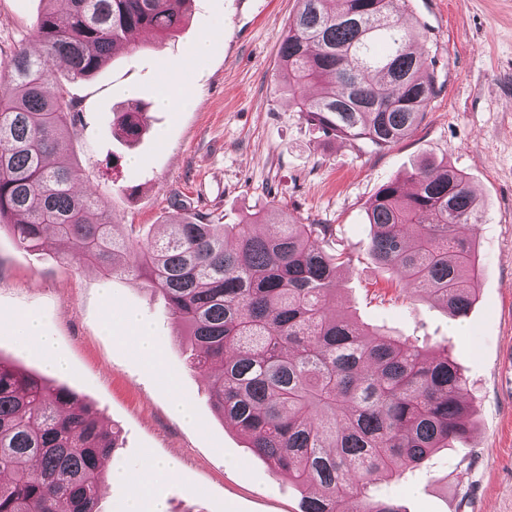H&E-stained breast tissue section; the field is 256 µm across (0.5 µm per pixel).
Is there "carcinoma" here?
<instances>
[{
    "mask_svg": "<svg viewBox=\"0 0 512 512\" xmlns=\"http://www.w3.org/2000/svg\"><path fill=\"white\" fill-rule=\"evenodd\" d=\"M37 21L33 53L17 44L0 64V223L24 248L66 257L112 278L142 279L165 298L205 375L212 406L276 475L313 488L301 512H403L369 493L469 432L467 379L448 349L428 350L329 308L348 260L330 224L290 218L260 234L261 215L221 224L197 208L161 236L116 232L88 175L56 165L79 112L56 82L97 73L134 36L174 35L193 0H67ZM278 79L323 135L375 151L420 123L436 93L432 59L395 0H296ZM325 83V95L306 93ZM143 130L141 110L112 113V132ZM485 206L467 177L424 165L382 185L367 208L369 255L389 278L467 317L477 298L474 241ZM118 434L75 391L0 359V512H97L102 460Z\"/></svg>",
    "mask_w": 512,
    "mask_h": 512,
    "instance_id": "carcinoma-1",
    "label": "carcinoma"
}]
</instances>
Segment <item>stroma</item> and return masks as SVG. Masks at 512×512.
I'll use <instances>...</instances> for the list:
<instances>
[{
    "mask_svg": "<svg viewBox=\"0 0 512 512\" xmlns=\"http://www.w3.org/2000/svg\"><path fill=\"white\" fill-rule=\"evenodd\" d=\"M412 34L425 36L436 94L418 127L375 152L325 139L278 84L279 47L296 0H195L172 37L138 35L95 76L69 83L80 112L73 158L116 223L150 232L179 216L173 200L223 223L266 214L261 232L293 217L329 224L349 260L339 303L360 322L430 348H447L469 381L471 430L400 480L372 481L374 495L404 512H512V0H398ZM43 0H0V49L34 45ZM210 37L204 64L193 48ZM172 89L169 107L158 105ZM137 106L144 131L112 132L114 110ZM465 173L486 210L476 243L480 292L468 316L451 320L405 280H388L366 250V209L388 180L423 163ZM149 323L161 351L152 364L128 336L127 313ZM38 320L66 359L53 383L83 394L119 446L105 471L98 512H117L146 460L171 462L153 495L165 512H301L305 494L272 474L232 424L216 416L205 378L188 361L160 294L64 260L61 249L18 247L0 231V357L47 374L38 350L13 337L16 318ZM192 408L171 412L172 396Z\"/></svg>",
    "mask_w": 512,
    "mask_h": 512,
    "instance_id": "obj_1",
    "label": "stroma"
}]
</instances>
